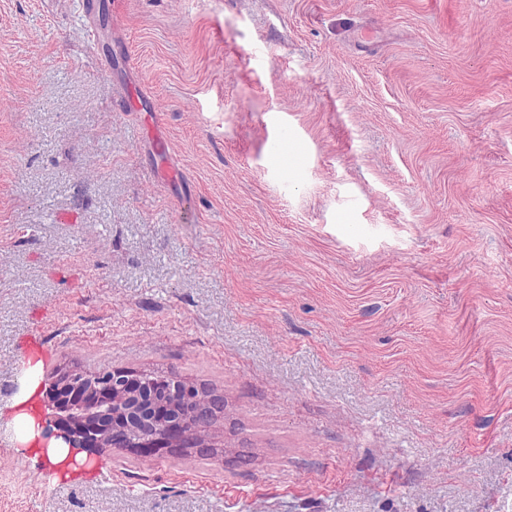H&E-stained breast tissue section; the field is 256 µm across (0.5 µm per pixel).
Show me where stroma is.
Instances as JSON below:
<instances>
[{"label":"stroma","instance_id":"stroma-1","mask_svg":"<svg viewBox=\"0 0 512 512\" xmlns=\"http://www.w3.org/2000/svg\"><path fill=\"white\" fill-rule=\"evenodd\" d=\"M60 366L218 454L57 484ZM0 512H512V0H0Z\"/></svg>","mask_w":512,"mask_h":512}]
</instances>
